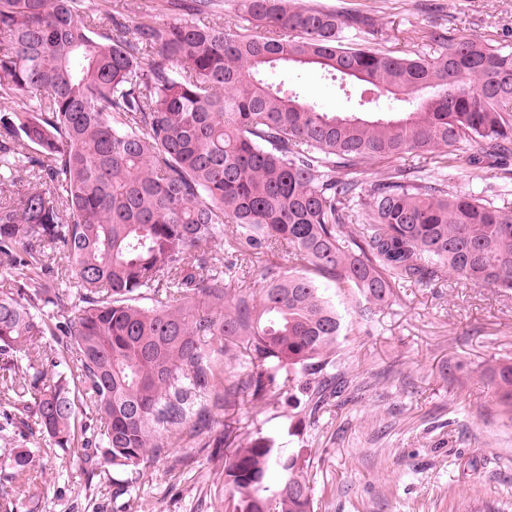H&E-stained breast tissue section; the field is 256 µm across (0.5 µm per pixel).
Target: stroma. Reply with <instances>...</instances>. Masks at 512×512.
<instances>
[{"label":"stroma","mask_w":512,"mask_h":512,"mask_svg":"<svg viewBox=\"0 0 512 512\" xmlns=\"http://www.w3.org/2000/svg\"><path fill=\"white\" fill-rule=\"evenodd\" d=\"M307 2L368 12L386 51H426L423 37L437 26L512 44V0ZM288 78L326 111L354 109L320 72ZM451 183L512 206V181L497 172L462 166ZM339 300L350 327L338 357L346 392L313 422L275 393L260 408L218 409L206 436L229 423L245 434L296 431L308 447L315 512H512V418L488 377L512 360V293L451 277L438 288L395 289L380 309L348 290ZM225 454L167 449L118 497L111 477L89 481L74 460L46 457L37 512H224Z\"/></svg>","instance_id":"obj_1"}]
</instances>
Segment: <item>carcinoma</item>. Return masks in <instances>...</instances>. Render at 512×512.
Listing matches in <instances>:
<instances>
[{
    "label": "carcinoma",
    "mask_w": 512,
    "mask_h": 512,
    "mask_svg": "<svg viewBox=\"0 0 512 512\" xmlns=\"http://www.w3.org/2000/svg\"><path fill=\"white\" fill-rule=\"evenodd\" d=\"M221 7L0 0V512L38 503L39 458L75 446L120 493L214 408L279 388L315 418L345 288L379 307L450 276L512 291V210L400 164L512 175V44L436 28L396 55L361 10L241 0L224 26ZM281 64L361 93L356 111L272 81ZM217 246L295 264L236 276ZM491 380L512 417V362ZM238 438L226 512H314L306 448Z\"/></svg>",
    "instance_id": "cac0c4a2"
}]
</instances>
